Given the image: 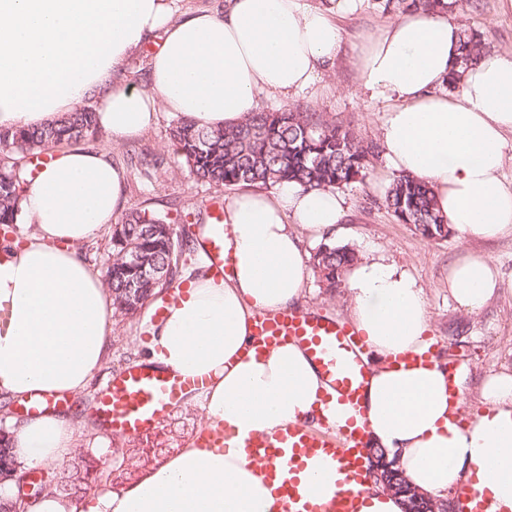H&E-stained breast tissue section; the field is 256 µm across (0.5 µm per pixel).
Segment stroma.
Segmentation results:
<instances>
[{
  "instance_id": "stroma-1",
  "label": "stroma",
  "mask_w": 512,
  "mask_h": 512,
  "mask_svg": "<svg viewBox=\"0 0 512 512\" xmlns=\"http://www.w3.org/2000/svg\"><path fill=\"white\" fill-rule=\"evenodd\" d=\"M452 16L461 27L480 34L486 52L512 53V9L505 7L503 0H465L463 7L454 10ZM391 19V14L383 11L378 0H362L355 13L341 19L342 49L334 64L321 71L314 87L286 99L259 94L258 107L275 110L285 105L301 106L327 113L373 147L366 178L341 190L345 215L331 242L350 246L358 255L396 264L423 288L429 338L444 361L461 363L469 371L462 407V415L467 418L482 408L479 390L483 381L505 370L512 372V234L491 242L464 240L453 232L446 238L429 240L412 226L399 223L386 208L385 196L395 177L378 149L379 127L386 105L371 98L362 88L353 49L369 32ZM173 118V113H160L156 125L133 140L115 143L105 136L96 142V149L108 152L113 163L128 173L125 206L143 202L160 214L178 208L196 212L205 210L213 198L227 201L234 197V190L227 188L219 192L193 179L186 166L179 162L169 139ZM134 152L163 160L164 174L158 182H148L143 174L130 167L128 156ZM468 250L488 254L499 276L497 296L476 315L460 311L448 295V269ZM300 307L333 320L348 321L347 287L342 284L327 288L320 275H312ZM154 310V305L150 304L135 319L113 322L105 366L94 375L85 392L70 397L65 405V412L79 414L78 448L88 447V434L97 428L89 416V406L115 371L124 364L141 360L142 342L147 338L146 327ZM204 423L201 410L184 403L151 435L116 437L111 445L115 448L180 449Z\"/></svg>"
}]
</instances>
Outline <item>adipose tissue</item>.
<instances>
[{"label": "adipose tissue", "instance_id": "obj_1", "mask_svg": "<svg viewBox=\"0 0 512 512\" xmlns=\"http://www.w3.org/2000/svg\"><path fill=\"white\" fill-rule=\"evenodd\" d=\"M359 0H224L176 20L170 0H0V126L36 128L86 102L113 140L141 136L160 112L200 127L240 123L257 92L309 89L338 54V18ZM461 28L448 14L417 10L365 36L355 65L371 98L388 102L380 141L391 168L425 181L437 210L460 237L512 233V187L502 170L512 133V56L486 54L443 92L459 57ZM151 46L149 86L112 84L113 71ZM126 173L106 152L58 148L21 183L33 231L0 241V393L17 399L80 394L103 366L112 292L80 248L108 229L124 199ZM344 210L334 189L283 184L228 201L234 266L229 276L194 273L185 296L149 328L147 361L209 385L192 400L208 426L271 434L312 417L323 391L306 354L287 344L255 355L257 314L297 307L310 275L303 235H332ZM348 316L367 338L371 383L367 445L386 450L405 477L434 496L471 487L512 512V373L482 387L484 407L467 423L465 370L447 377L428 351L424 292L406 271L361 258L345 272ZM498 271L469 252L448 270V294L466 313L494 298ZM75 428L49 410L10 430L17 468L60 466ZM33 512H283L259 464L240 448L180 449L120 489L80 499L48 491Z\"/></svg>", "mask_w": 512, "mask_h": 512}]
</instances>
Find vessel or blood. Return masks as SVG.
Returning <instances> with one entry per match:
<instances>
[{
	"label": "vessel or blood",
	"mask_w": 512,
	"mask_h": 512,
	"mask_svg": "<svg viewBox=\"0 0 512 512\" xmlns=\"http://www.w3.org/2000/svg\"><path fill=\"white\" fill-rule=\"evenodd\" d=\"M205 255L215 277L234 265L232 246L224 228L222 210L212 213V232ZM253 349L260 352L280 345H298L315 364L327 386L323 403L349 411L344 426L329 421L311 426L299 420L271 435L244 437L226 427H206L194 437L197 448H244L260 464L284 512H359V488L366 475L364 399L370 372L364 361L366 338L354 326L315 313L291 309L255 317ZM208 377L165 370L152 363H130L116 371L91 406L92 417L114 436L153 433L180 406L186 395L206 388ZM335 467L337 491L308 494L300 475L312 462ZM460 512H497L495 502L475 490L456 492Z\"/></svg>",
	"instance_id": "b4317fda"
}]
</instances>
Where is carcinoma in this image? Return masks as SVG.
I'll return each mask as SVG.
<instances>
[{"mask_svg":"<svg viewBox=\"0 0 512 512\" xmlns=\"http://www.w3.org/2000/svg\"><path fill=\"white\" fill-rule=\"evenodd\" d=\"M461 0H381L385 11L411 8L451 12ZM459 66L484 54L480 35L461 30ZM101 135L93 108L86 105L39 129L0 128V229L15 233L24 219L19 204L18 183L34 158L64 142L94 143ZM170 136L180 158L197 180L216 187L268 188L295 183L305 189L342 188L360 182L370 167L371 148L349 129L336 124L323 112L300 107L257 111L241 123L218 128H199L179 116ZM385 203L402 224L428 239L442 238L447 224L436 211L433 195L424 182L399 176L389 188ZM202 227L194 212H177L174 218L146 208H130L112 225V252L107 259L106 284L112 291L115 313L132 318L162 288L173 281L181 253L176 244L195 237ZM155 267L152 276L140 270L134 258ZM357 255L344 245L322 244L313 255L326 287L334 288L344 269ZM172 452L170 448H128L121 462L109 471L100 461L80 454L53 472L45 489L76 497L102 476L116 481L129 474L128 466H146Z\"/></svg>","mask_w":512,"mask_h":512,"instance_id":"obj_1","label":"carcinoma"}]
</instances>
